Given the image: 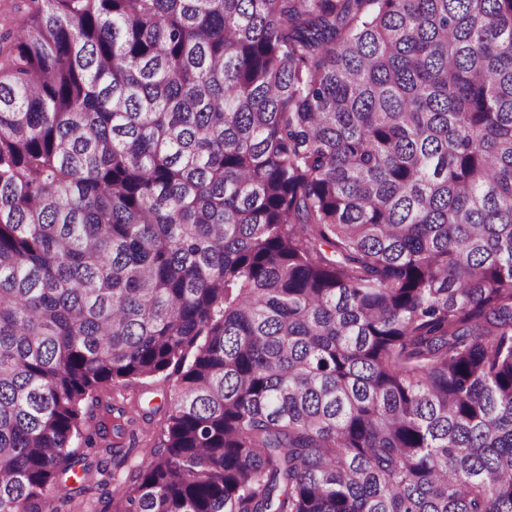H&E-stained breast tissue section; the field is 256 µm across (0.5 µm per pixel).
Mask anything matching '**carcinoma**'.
Wrapping results in <instances>:
<instances>
[{
  "label": "carcinoma",
  "instance_id": "cac0c4a2",
  "mask_svg": "<svg viewBox=\"0 0 512 512\" xmlns=\"http://www.w3.org/2000/svg\"><path fill=\"white\" fill-rule=\"evenodd\" d=\"M25 8L0 512L68 472L115 512H512V0ZM169 370L128 480L71 450ZM178 375L158 376L150 380H142L127 389L115 390L104 387L98 392V403L91 407L97 421L107 405L126 410L125 416H135L136 422L129 427L138 437L136 448H159L164 439L172 398L177 391Z\"/></svg>",
  "mask_w": 512,
  "mask_h": 512
}]
</instances>
